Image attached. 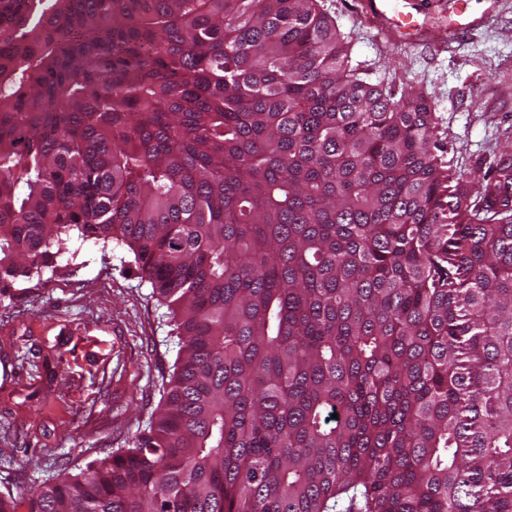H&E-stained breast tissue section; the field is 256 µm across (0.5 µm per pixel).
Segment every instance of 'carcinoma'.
I'll list each match as a JSON object with an SVG mask.
<instances>
[{"instance_id":"carcinoma-1","label":"carcinoma","mask_w":512,"mask_h":512,"mask_svg":"<svg viewBox=\"0 0 512 512\" xmlns=\"http://www.w3.org/2000/svg\"><path fill=\"white\" fill-rule=\"evenodd\" d=\"M437 132L319 0H0V294L125 247L180 345L27 512H512V163Z\"/></svg>"}]
</instances>
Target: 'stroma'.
Returning a JSON list of instances; mask_svg holds the SVG:
<instances>
[{
	"mask_svg": "<svg viewBox=\"0 0 512 512\" xmlns=\"http://www.w3.org/2000/svg\"><path fill=\"white\" fill-rule=\"evenodd\" d=\"M364 79L417 91L450 172L491 176L512 156V0H405L420 31L380 29L365 0H322ZM491 13L487 26L466 16ZM167 307L128 253L81 248L74 269L0 295V495L25 499L128 448L177 357Z\"/></svg>",
	"mask_w": 512,
	"mask_h": 512,
	"instance_id": "obj_1",
	"label": "stroma"
}]
</instances>
